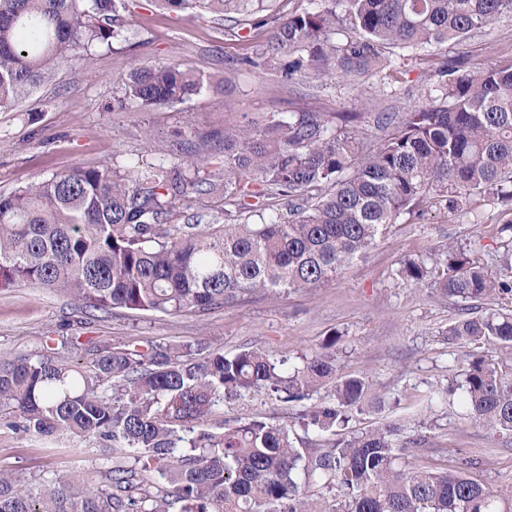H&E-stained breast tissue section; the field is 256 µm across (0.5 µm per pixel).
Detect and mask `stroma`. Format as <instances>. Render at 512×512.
<instances>
[{
  "mask_svg": "<svg viewBox=\"0 0 512 512\" xmlns=\"http://www.w3.org/2000/svg\"><path fill=\"white\" fill-rule=\"evenodd\" d=\"M123 37L95 47L89 60L74 59L25 103L0 112V193H8L75 167L126 165L133 159L159 164L157 145L195 124L200 131L267 112H368L373 106L406 111L434 85L431 65L464 56L470 69L512 59V19L474 33L465 43L432 47L402 61L397 75L378 74L354 86L339 78L318 89L289 86L239 69L223 95L204 93L183 104L148 112H114L110 105L132 59L148 64L186 62L219 74L224 60L244 54L245 42L208 20H180L154 0H134ZM512 222V205L474 199L470 212H448L432 201L422 216H401L389 234L321 288L265 294L204 317L116 309L89 316L64 294L29 283L0 289V356L38 349L58 336L115 341L142 336L166 343L206 340L231 354L248 346L290 359L311 353L340 334L339 361L365 377L383 409L353 412L348 431L389 420L405 434L426 431L434 447L477 459V475L492 487L512 485V442L504 443L461 416L462 351L445 338L461 301L405 283V259L429 258L454 241L471 244L494 266L495 231ZM95 439L38 437L0 423V467L28 478L50 471L64 476L104 471Z\"/></svg>",
  "mask_w": 512,
  "mask_h": 512,
  "instance_id": "1",
  "label": "stroma"
}]
</instances>
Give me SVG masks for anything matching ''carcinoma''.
Segmentation results:
<instances>
[{"mask_svg":"<svg viewBox=\"0 0 512 512\" xmlns=\"http://www.w3.org/2000/svg\"><path fill=\"white\" fill-rule=\"evenodd\" d=\"M188 18L207 13L248 52L224 70L274 72L290 85L360 80L396 68L394 55L444 44L512 16V0H309L286 18L275 0H155ZM129 0H0V112L50 79L72 54L120 37ZM435 89L406 112L273 114L197 133L159 151L169 165L75 167L0 194V288L35 281L88 314L116 308L206 315L265 293L320 288L375 245L404 213L434 198L457 211L475 196L512 203V62L476 72L456 60L434 71ZM227 77L186 63L128 67L112 110L142 112L223 91ZM224 196V223L198 224L185 209ZM248 197L286 213L243 217ZM497 270L450 243L432 263L398 275L464 309L448 343L473 344L463 369L462 416L512 439V224L498 227ZM338 336L295 362L258 347L232 354L202 341L145 338L53 344L0 358V420L40 437L95 438L112 459L100 481L84 474L20 478L0 468V512H512V486L471 475L477 462L444 464L420 432L399 443L386 421L336 436L369 393L338 373ZM82 353L85 366L66 350ZM331 387V398L312 404ZM258 395L296 410L219 418L224 404ZM303 434H298L296 427ZM315 433L317 438L310 437ZM328 433L332 438L323 441Z\"/></svg>","mask_w":512,"mask_h":512,"instance_id":"obj_1","label":"carcinoma"}]
</instances>
